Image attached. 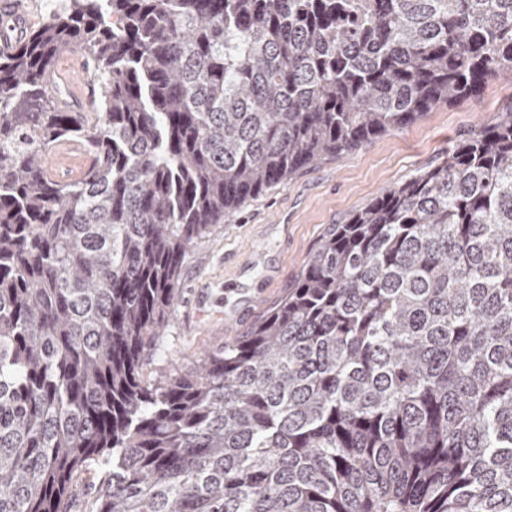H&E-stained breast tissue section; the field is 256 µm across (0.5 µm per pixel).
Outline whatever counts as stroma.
Masks as SVG:
<instances>
[{
	"mask_svg": "<svg viewBox=\"0 0 512 512\" xmlns=\"http://www.w3.org/2000/svg\"><path fill=\"white\" fill-rule=\"evenodd\" d=\"M512 108V80L444 102L404 129L297 171L225 216L186 254L174 312L142 373L156 380L246 335L301 277L329 225L343 224L385 188L439 165L457 140Z\"/></svg>",
	"mask_w": 512,
	"mask_h": 512,
	"instance_id": "35a3bbf8",
	"label": "stroma"
}]
</instances>
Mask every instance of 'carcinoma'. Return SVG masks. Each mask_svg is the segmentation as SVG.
Returning a JSON list of instances; mask_svg holds the SVG:
<instances>
[{"mask_svg": "<svg viewBox=\"0 0 512 512\" xmlns=\"http://www.w3.org/2000/svg\"><path fill=\"white\" fill-rule=\"evenodd\" d=\"M70 50L97 112L47 99ZM495 76L512 0H64L0 53V512H71L89 472L86 512H512V111L141 377L224 215Z\"/></svg>", "mask_w": 512, "mask_h": 512, "instance_id": "carcinoma-1", "label": "carcinoma"}]
</instances>
